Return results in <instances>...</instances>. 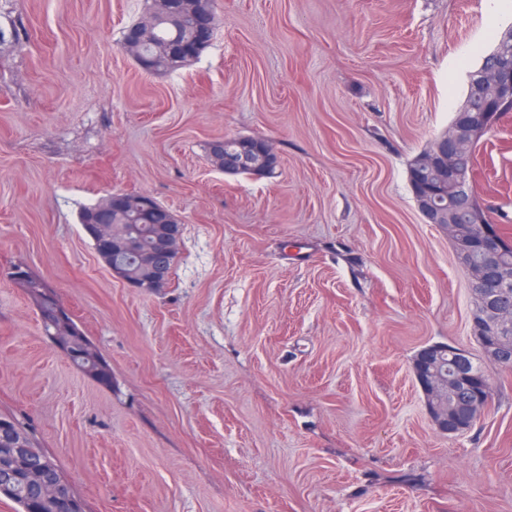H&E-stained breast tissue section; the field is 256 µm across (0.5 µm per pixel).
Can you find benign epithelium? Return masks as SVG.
Returning a JSON list of instances; mask_svg holds the SVG:
<instances>
[{
    "label": "benign epithelium",
    "instance_id": "obj_1",
    "mask_svg": "<svg viewBox=\"0 0 512 512\" xmlns=\"http://www.w3.org/2000/svg\"><path fill=\"white\" fill-rule=\"evenodd\" d=\"M199 40L202 43L212 41L216 18L206 11L195 18ZM495 115L461 113L438 140L436 146L423 158L419 167L414 171L412 180L416 184L414 198L419 214L426 224H436L439 221V210L444 207L440 186L426 178L432 170H442L450 176L460 173L463 161L470 156L471 147L484 130L496 125ZM237 153L224 157V173L233 175L244 164L249 163L251 156L263 157L269 170L277 169L279 161L269 149L267 142L259 137H242L237 140ZM112 204L116 206L140 207L150 209L156 224L174 222L172 211L160 204L152 205L142 202L124 192L112 194ZM84 231L100 247H112L117 251L123 248L122 243L111 237V224L106 216L100 215L91 223L84 225ZM473 249L481 253L478 263H466V273L471 291L485 303V313L492 316L489 326L500 329L512 324V313L494 305L499 291L512 284V268L500 262L498 244L493 240L492 233L486 231L482 238L476 241ZM53 332L51 338L54 344L63 352L71 353V342L76 334V328L69 319V314L60 305L52 306L51 311L42 316ZM496 359L497 365L503 368L512 367V347L508 346L507 337L496 336L491 340L482 341ZM462 350H452L446 344H431L422 348L413 360V375L423 395L428 413L435 427L448 434L465 433L470 431L481 419L490 402V392L486 379L482 378L465 385L461 389L463 397H457L452 405H447L439 399V395L448 389V384L456 379L465 377L459 367ZM20 466L30 481L38 484L42 499H59L63 494V483L53 480L45 474L43 460L36 448L17 449Z\"/></svg>",
    "mask_w": 512,
    "mask_h": 512
}]
</instances>
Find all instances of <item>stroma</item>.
Returning a JSON list of instances; mask_svg holds the SVG:
<instances>
[{
  "label": "stroma",
  "mask_w": 512,
  "mask_h": 512,
  "mask_svg": "<svg viewBox=\"0 0 512 512\" xmlns=\"http://www.w3.org/2000/svg\"><path fill=\"white\" fill-rule=\"evenodd\" d=\"M189 67L120 45L144 0H0V412L86 512H512V369L469 432L432 424L423 347L484 355L409 162L445 133L512 0H216ZM261 137L275 177L210 162ZM473 184L512 237V114ZM144 193L182 225L166 288L112 276L79 221ZM42 277L112 371L86 377L7 277Z\"/></svg>",
  "instance_id": "stroma-1"
}]
</instances>
